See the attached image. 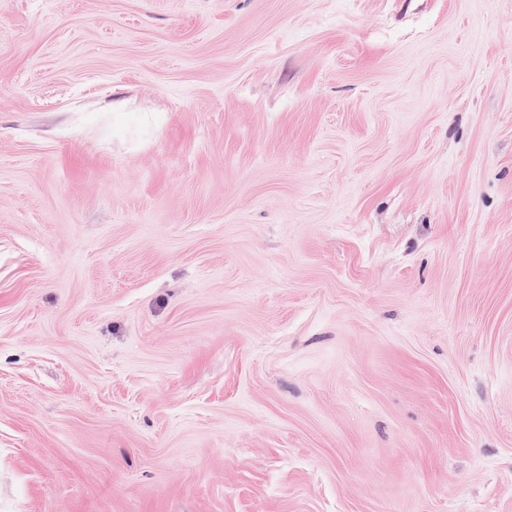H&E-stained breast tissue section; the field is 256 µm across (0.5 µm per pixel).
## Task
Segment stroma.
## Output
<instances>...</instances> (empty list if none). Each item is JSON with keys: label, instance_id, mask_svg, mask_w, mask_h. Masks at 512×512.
<instances>
[{"label": "stroma", "instance_id": "stroma-1", "mask_svg": "<svg viewBox=\"0 0 512 512\" xmlns=\"http://www.w3.org/2000/svg\"><path fill=\"white\" fill-rule=\"evenodd\" d=\"M0 512H512V0H0Z\"/></svg>", "mask_w": 512, "mask_h": 512}]
</instances>
